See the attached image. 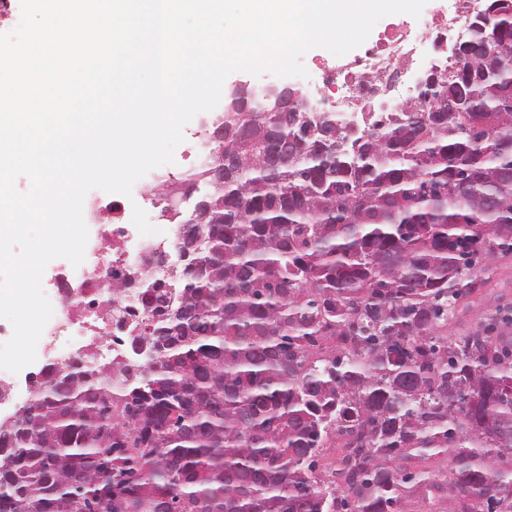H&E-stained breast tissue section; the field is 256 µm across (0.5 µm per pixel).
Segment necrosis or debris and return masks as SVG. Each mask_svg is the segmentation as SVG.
Instances as JSON below:
<instances>
[{"mask_svg": "<svg viewBox=\"0 0 512 512\" xmlns=\"http://www.w3.org/2000/svg\"><path fill=\"white\" fill-rule=\"evenodd\" d=\"M430 49L443 53L448 50L447 36L439 33L432 21L425 22L421 35L416 37L405 29L384 35L367 50L364 62L346 63L332 73L315 69L308 83L327 88L323 103L347 122L353 114L376 108L378 87L392 74L400 76L402 100L415 99L412 76ZM95 200V193L87 194L83 217L106 227L93 245L96 264L80 269L83 289L73 288L68 276L63 275L48 293L52 316L44 328L47 343L41 350L48 366L71 363L88 351L101 364L139 363V356L126 341L132 328L151 314L152 303L139 281L148 276L169 288L180 270L175 260L177 236L152 235L134 245L129 242L127 226L137 215H144L153 224L158 221L152 212L154 202L142 185H134L130 198L109 209L92 211Z\"/></svg>", "mask_w": 512, "mask_h": 512, "instance_id": "4bbe7bcc", "label": "necrosis or debris"}]
</instances>
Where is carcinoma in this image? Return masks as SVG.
Here are the masks:
<instances>
[{"label": "carcinoma", "instance_id": "1", "mask_svg": "<svg viewBox=\"0 0 512 512\" xmlns=\"http://www.w3.org/2000/svg\"><path fill=\"white\" fill-rule=\"evenodd\" d=\"M464 45L354 135L224 109L197 267L135 372L46 367L0 419V512H512V304L448 337L512 253V0Z\"/></svg>", "mask_w": 512, "mask_h": 512}]
</instances>
